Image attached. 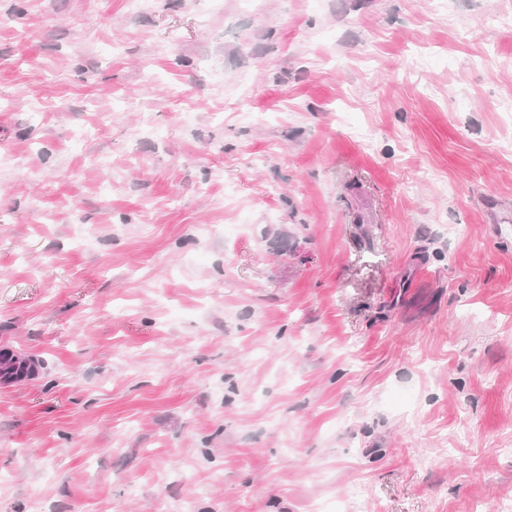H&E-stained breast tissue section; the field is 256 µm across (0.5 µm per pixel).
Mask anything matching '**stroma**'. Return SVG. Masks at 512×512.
Returning a JSON list of instances; mask_svg holds the SVG:
<instances>
[{
  "label": "stroma",
  "mask_w": 512,
  "mask_h": 512,
  "mask_svg": "<svg viewBox=\"0 0 512 512\" xmlns=\"http://www.w3.org/2000/svg\"><path fill=\"white\" fill-rule=\"evenodd\" d=\"M507 14L0 0V512H499Z\"/></svg>",
  "instance_id": "stroma-1"
}]
</instances>
